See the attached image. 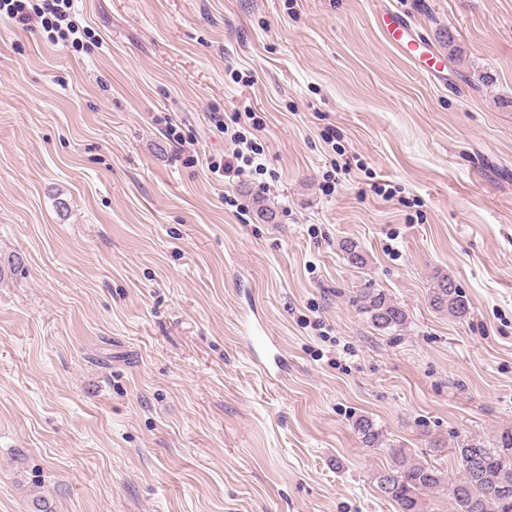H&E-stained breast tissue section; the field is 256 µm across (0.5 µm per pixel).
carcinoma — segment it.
<instances>
[{"mask_svg":"<svg viewBox=\"0 0 512 512\" xmlns=\"http://www.w3.org/2000/svg\"><path fill=\"white\" fill-rule=\"evenodd\" d=\"M360 311L381 332L400 330L408 319L403 305L379 288H362L356 296ZM430 306L457 318L469 314V302L456 281L437 277ZM354 429L367 448H384L392 465L374 474L377 488L394 502L399 512H423V496L450 490L452 512H512V431H504L494 443L471 439L455 449L458 460L474 459L473 466H461V476L448 482L438 467L412 457L406 449L387 443L372 419L362 416Z\"/></svg>","mask_w":512,"mask_h":512,"instance_id":"1","label":"carcinoma"}]
</instances>
